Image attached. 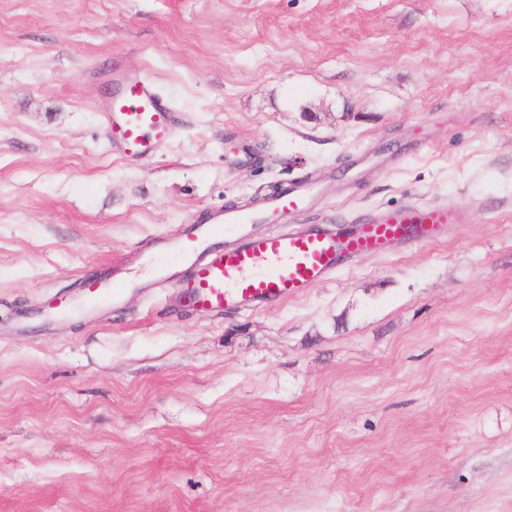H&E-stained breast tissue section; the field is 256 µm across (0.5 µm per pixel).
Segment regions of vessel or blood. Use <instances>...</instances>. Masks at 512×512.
Segmentation results:
<instances>
[{
    "label": "vessel or blood",
    "instance_id": "obj_1",
    "mask_svg": "<svg viewBox=\"0 0 512 512\" xmlns=\"http://www.w3.org/2000/svg\"><path fill=\"white\" fill-rule=\"evenodd\" d=\"M107 118L113 140L132 159L153 156L178 126L177 112L142 78L125 82ZM311 191L307 183L277 193L257 214L215 208L206 222L184 225L178 236L154 242V249L177 254L181 267H152L153 287L179 289L186 306L201 312L252 310L304 294L348 260L383 253L395 241L436 239L448 223L445 209L414 205L346 234L319 227L282 229V221L304 207ZM257 222L275 225L276 230L246 233V225ZM229 225L241 229V236L217 246L215 237Z\"/></svg>",
    "mask_w": 512,
    "mask_h": 512
}]
</instances>
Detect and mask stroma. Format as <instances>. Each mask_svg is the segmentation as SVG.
<instances>
[{
    "label": "stroma",
    "instance_id": "obj_1",
    "mask_svg": "<svg viewBox=\"0 0 512 512\" xmlns=\"http://www.w3.org/2000/svg\"><path fill=\"white\" fill-rule=\"evenodd\" d=\"M308 179L289 223L451 221L271 307L85 302ZM0 512H512V0H0ZM123 153L132 159L153 156L175 133L178 114L146 79L127 80L106 112Z\"/></svg>",
    "mask_w": 512,
    "mask_h": 512
}]
</instances>
